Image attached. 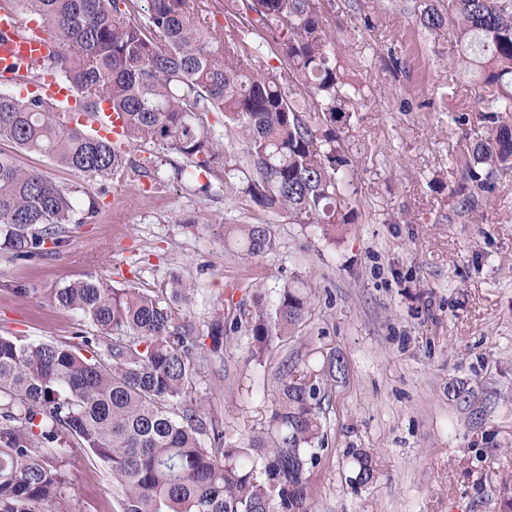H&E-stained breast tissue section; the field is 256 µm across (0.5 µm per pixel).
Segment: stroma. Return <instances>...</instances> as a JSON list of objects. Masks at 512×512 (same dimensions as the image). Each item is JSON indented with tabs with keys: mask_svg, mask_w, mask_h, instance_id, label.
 <instances>
[{
	"mask_svg": "<svg viewBox=\"0 0 512 512\" xmlns=\"http://www.w3.org/2000/svg\"><path fill=\"white\" fill-rule=\"evenodd\" d=\"M423 0H331L338 58L366 97L342 132L354 221L322 237L287 214L250 206L214 183L210 194L171 182V153L133 156L169 186L137 202L128 180L107 191L48 159L21 165L100 196L106 219L71 225L59 251L33 261L0 250V334L65 341L83 320L57 288L91 276L193 292L199 329L215 313L243 324L255 291L294 280L315 291L294 337L251 357L241 327L209 355L197 389L226 441L249 443L276 396L283 361L341 355L347 375L322 414L327 443L311 476L315 512H512V171L471 219H452L469 126L442 106L475 108L455 74L447 27L419 24ZM275 225L278 247L248 258L224 243L228 224ZM473 391L474 404L453 387ZM378 455L372 483H350L349 453ZM69 512H116L111 475L86 453L67 457Z\"/></svg>",
	"mask_w": 512,
	"mask_h": 512,
	"instance_id": "obj_1",
	"label": "stroma"
}]
</instances>
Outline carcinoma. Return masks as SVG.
Wrapping results in <instances>:
<instances>
[{"label":"carcinoma","mask_w":512,"mask_h":512,"mask_svg":"<svg viewBox=\"0 0 512 512\" xmlns=\"http://www.w3.org/2000/svg\"><path fill=\"white\" fill-rule=\"evenodd\" d=\"M325 0H11L62 50L27 67L34 81L54 74L76 92L86 118L103 105L122 121L109 140L38 95L0 89V142L105 184L118 174L158 179L129 148L152 145L182 158L176 181L224 179L262 210L283 211L324 237L353 223L345 172L351 160L338 130L362 98L337 60ZM224 18L218 26L217 17ZM425 28L448 25L453 61L475 77L483 133L456 159L462 183L454 215L475 213L512 170V0H446L420 14ZM274 49L278 64L254 65ZM241 139L243 155L208 123ZM77 189L19 165L0 152V249L17 259L47 254L71 224L102 214L98 199L79 205ZM227 239L244 256L277 248L271 224H230ZM190 285L177 278L146 290L89 277L55 292L102 332L67 341L0 335V512H68L59 450L78 447L109 468L120 512H312L310 480L325 445L320 413L345 372L338 355L294 361L277 377V398L251 443L224 440L194 397L207 355L239 324L218 314L207 334L184 314ZM315 293L302 281L273 300L254 295L245 330L251 357L263 360L273 338L292 336ZM363 486L378 474L376 455L350 454Z\"/></svg>","instance_id":"carcinoma-1"}]
</instances>
